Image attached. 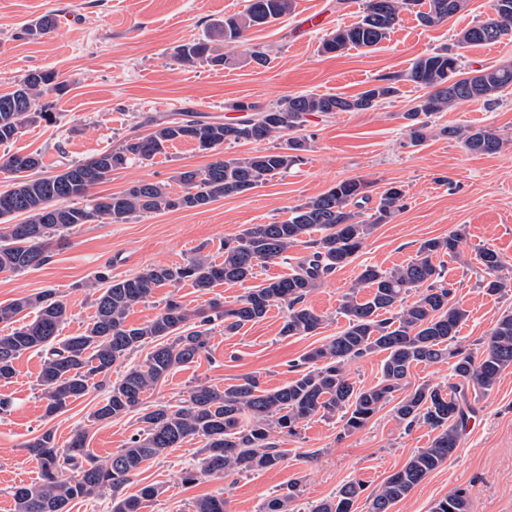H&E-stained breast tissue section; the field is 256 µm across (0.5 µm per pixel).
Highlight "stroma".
I'll return each instance as SVG.
<instances>
[{
    "label": "stroma",
    "instance_id": "obj_1",
    "mask_svg": "<svg viewBox=\"0 0 512 512\" xmlns=\"http://www.w3.org/2000/svg\"><path fill=\"white\" fill-rule=\"evenodd\" d=\"M364 4L295 0L288 16L248 35L250 43L269 48L267 66L246 64L238 47L234 63L215 71L206 65H181L174 49L203 37L213 19L243 11L246 0H0V93L11 91L34 68L55 71L68 86L56 105L57 122L25 128L11 144L0 146V155L41 154L42 172L51 175L63 164L115 149L140 134L139 122L146 115L172 120L190 109L227 122L236 117L227 108L234 101L267 105L303 93L352 96L383 74L406 72L415 58L432 49L457 47L460 32L492 13L491 0H466L448 21L425 27L415 13L405 11L373 49L319 53L322 38L359 21ZM44 15L55 20L51 33L19 38L24 24ZM422 94L418 85L404 81L396 98L375 109L309 117L302 130L309 145L304 163L250 193L203 209L157 212L125 224L82 225L52 247L42 266L0 272V303L53 290L71 313L62 335L79 334L94 316L87 283L95 271L106 268L113 277L128 278L150 265L184 262L199 251L217 255L224 239L253 224L287 220L291 207L355 178L367 182L374 193L390 183L403 186L405 207L377 227L351 264L307 296V306L323 318L322 327L309 336H282L285 311L280 307L231 335L225 334L223 324H215L208 354L175 370L147 393L145 403L174 406L192 385L221 387L244 376H258L266 389L284 385L293 377L292 362L345 328L339 306L362 265L390 270L407 264L422 242L457 229L463 234L459 255H445L438 262L444 280L454 283L456 297L469 313L456 342L481 352L498 319L512 312V89L493 105L474 100L433 115L431 135L415 146L407 136L405 113ZM445 126L493 128L505 143L498 153L474 154L459 140L441 136ZM212 159L195 145L178 142L151 162L113 171L96 191L110 194L141 180L166 181L178 169L202 168ZM487 248L496 250L504 262L499 276L505 287L497 294L482 287L485 272L476 256ZM304 253V247H296L289 259L258 267L250 283L220 285L213 293L225 305H234L249 287L288 275L294 258ZM172 293L191 309L206 301L191 285L163 286L134 306L129 322L153 319ZM41 365L39 353H25L17 362L16 376L0 382V397L11 402L0 413V512H14V489L37 480L39 466L26 444L41 432L54 430L63 445L75 430H87L88 447L104 460L141 429L134 413L97 424L89 420L120 377L117 369L63 413L46 416L38 382ZM475 408L456 453L393 512H431L458 487L469 492L470 512H512V368L479 397ZM432 438L429 427L405 428L389 404L352 433L344 432L339 417L316 416L302 422L297 435L282 438L286 456L274 468L202 475L195 483H184L185 470L199 459L201 443L194 440L145 463L124 493H138L146 485L159 487V495L143 512H193L196 499L218 494L224 497L226 512H261L265 502L285 493L298 478L302 487L295 512H309L344 484L357 481L363 491L353 512H367L371 496L387 477L418 449L428 447Z\"/></svg>",
    "mask_w": 512,
    "mask_h": 512
}]
</instances>
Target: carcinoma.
Here are the masks:
<instances>
[{
    "mask_svg": "<svg viewBox=\"0 0 512 512\" xmlns=\"http://www.w3.org/2000/svg\"><path fill=\"white\" fill-rule=\"evenodd\" d=\"M422 5L425 9L416 11L417 19L430 27L463 9L464 0H366L361 19L327 35L318 51L333 54L350 47H374L386 38L402 12ZM292 9L293 0H248L244 11L211 23L204 38L178 46L175 59L183 65L222 69L233 61L231 49L245 43L249 30L270 24ZM492 11L486 20L461 32L459 46L494 44L512 35V0H493ZM53 29L54 21L41 17L22 28L21 35H45ZM216 41L224 42L226 52L214 46ZM401 81L426 89L405 113L409 139L420 145L428 138L429 118L434 114L472 100L497 102L512 87V65L465 72L460 55L445 47L417 57L404 74L379 76L376 84L353 96L288 95L267 106L234 101L229 108L246 114L236 122L210 121L197 112L184 111L178 120L154 121L149 133L128 137L117 148L70 164L51 176L29 175L43 167L39 154L3 155L0 172L9 175L10 182L0 189V224L4 225L0 239L5 240L0 244V272L43 265L53 242L83 224H125L161 211L202 208L254 190L303 162L302 152L308 146L297 132L308 117L372 110L397 96ZM66 89L55 71L32 69L12 91L0 94V145L12 142L31 124L57 122L56 101L42 98L59 97ZM440 134L461 141L475 154L497 153L504 144L501 134L487 127H444ZM275 136L283 142L273 149L246 157L219 156L203 168L176 172L170 183L141 180L119 193L93 192L113 171L133 162H150L176 142H190L208 151ZM174 183L181 190H174ZM405 196L402 186L391 183L379 193L371 214L365 215L357 207L371 199L367 184L344 180L292 207L285 221L253 224L236 237L224 239L220 262L198 252L182 264L147 266L131 278H114L110 270H100L89 282L98 293L93 319L84 332L74 336L59 337L69 310L50 291L1 304L0 324L17 322V316L31 308L36 309V316L0 336V382L16 376L17 360L24 353H40L43 364L38 382L50 417L84 397L91 381L108 376L130 354L152 346L143 363L112 383L107 397L91 414L92 421L105 422L136 412L141 430L105 461L87 448L84 430L74 432L64 447L58 445L51 429L37 435L25 448L40 465V481L15 488L14 512H67L72 501L106 490L112 492V512H141L143 502L157 496L158 489L147 485L126 497L120 490L145 462L194 439L203 442L199 455L204 473L271 469L285 458L274 434H293L303 421L338 412L346 432L360 430L394 393L407 388L412 368L446 362L455 383L447 389L417 385L394 406L399 423L407 428L426 425L435 437L429 447L416 451L390 475L369 501L368 512H392L398 501L453 456L473 411L471 395L491 390L502 372L512 368V313L499 318L480 355L453 346L467 310L455 300L453 285L439 283L441 270L434 258L458 256L463 240L459 230L424 241L416 257L401 267L388 271L364 266L340 307L346 327L292 364L296 377L285 385L265 389L253 376L223 388L201 383L191 387L187 398L176 406L148 407L144 395L173 371L208 352L216 322L224 323V333L233 334L280 305L286 309L282 335L307 336L318 330L323 319L305 304L307 295L352 262L375 228L404 207ZM19 216L23 221L12 223ZM298 246L308 253L298 259L291 273L249 289L233 307L215 297L191 310L170 295L154 319L138 326L128 323L133 307L163 285L188 283L207 295L224 283L242 284L254 278L258 265L285 259ZM477 261L488 275L483 285L486 292H501L500 255L485 249ZM364 289L369 293L361 300L358 294ZM413 290L418 299L408 303L407 295ZM374 352L386 353L382 380L360 389L350 381L344 366ZM361 492L359 483L348 482L310 512H351ZM298 495L294 483L288 493L269 500L263 512H292L291 503ZM469 508L467 490L456 488L438 500L431 512H469ZM194 512H226L224 497L198 499Z\"/></svg>",
    "mask_w": 512,
    "mask_h": 512,
    "instance_id": "obj_1",
    "label": "carcinoma"
}]
</instances>
